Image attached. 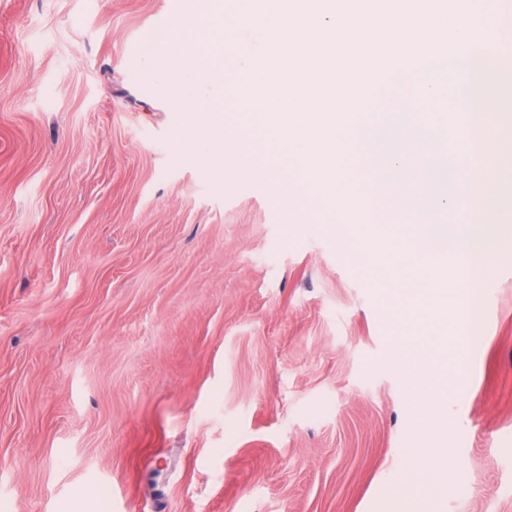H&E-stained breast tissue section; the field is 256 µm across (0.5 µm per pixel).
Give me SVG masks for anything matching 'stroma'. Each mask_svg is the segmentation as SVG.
Returning a JSON list of instances; mask_svg holds the SVG:
<instances>
[{"mask_svg": "<svg viewBox=\"0 0 512 512\" xmlns=\"http://www.w3.org/2000/svg\"><path fill=\"white\" fill-rule=\"evenodd\" d=\"M172 5L0 0V512H512V255L407 320L388 237L185 146ZM427 449L412 448L409 449V454L413 459V467L418 478L427 484L430 488L433 497L441 498L448 493V487L444 480L440 477L438 469L435 466L425 467L424 456Z\"/></svg>", "mask_w": 512, "mask_h": 512, "instance_id": "obj_1", "label": "stroma"}]
</instances>
